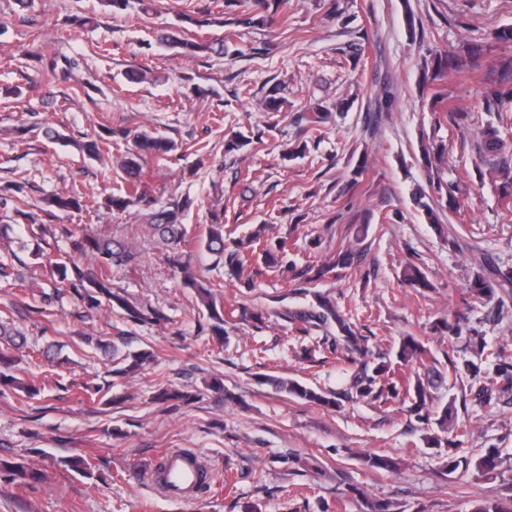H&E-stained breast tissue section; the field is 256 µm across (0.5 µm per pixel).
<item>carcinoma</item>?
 <instances>
[{"mask_svg":"<svg viewBox=\"0 0 512 512\" xmlns=\"http://www.w3.org/2000/svg\"><path fill=\"white\" fill-rule=\"evenodd\" d=\"M163 44L174 49L177 54L186 58L197 57L202 53L213 52L217 55L224 54V40L216 43H199L188 38H165ZM483 67V54L481 49L466 46L464 55L447 54L437 60L434 71L426 79V84L439 87L450 71L456 73L474 74ZM486 109L498 112L499 122H504L503 114L512 112V86L495 85L487 88L483 95ZM329 109L317 105L303 115V119L311 129L319 128L328 119ZM116 136H127L123 130H105V135L95 141H90L81 147L87 153V157L93 160L101 158L103 144L108 139ZM135 152L121 163L125 173L124 190L111 195L105 200V208L110 211L124 212L129 206L136 203L152 205V199L148 198L146 172L143 161L164 160L175 150V144L161 135L138 134L134 136ZM508 143L502 138L500 129L489 123L481 132L478 152L484 163L492 169L505 175L509 174L512 164L504 157V151ZM46 205L58 211L70 209L97 211L94 202L80 196L57 195L49 198ZM191 205L184 201L181 206L171 209L156 210L151 213L150 224L161 239L177 249L186 244L187 239L179 222L180 209ZM265 228L258 229L248 236L246 241H233L226 245L224 241L223 216L212 215L203 248L216 256L215 264L228 267L233 274H239L251 266L252 257L256 253H262L265 268L268 271L277 272L282 269L284 258L290 248L289 238L282 237L275 243V248H270L268 240L264 237ZM81 252L91 254L95 267L89 270L73 264L58 269V274L68 281L74 299L80 301L89 310H96L101 305L100 296L105 295L108 300L116 303L126 315V320L139 323L159 324L165 321V316L158 310H145L129 301L120 293L112 291V268L132 270L139 265V253L120 241L104 237L85 236L79 243ZM354 251L348 247L340 250L336 259L331 260L318 268L310 265L290 267L292 280L305 281L310 273L318 277L328 275L338 269H346L352 265ZM10 266L0 260V277L14 278V286L18 288H36L35 280H27L22 273L14 275L8 273ZM183 283L196 291L201 306L207 311L212 321L213 334L217 338L224 336V324L237 317L257 318L249 307L240 304L232 309L224 310V301L215 293V289L223 287V283L204 282L197 278L187 265L180 268ZM403 281L413 288L431 289L433 285L426 274L414 265L404 269ZM469 292L487 302L495 299L500 294H512V270H503L494 262L487 260L474 273L469 284ZM288 322L300 333L308 332V327H324L330 323L336 324L337 336L331 342V351H336L337 342L341 341L353 354L360 356V365L354 373L350 385V391L344 394L345 398H353L358 401L367 399L381 406H390L400 402V398L410 396L413 400L412 409L416 415L425 419L428 417V402L432 399V392L444 382L443 374L437 368V360L424 345L412 336L401 339L396 353L397 362L387 359L382 355L369 358V350L365 346L367 337L359 336L352 326L339 314V311L331 304L321 302L315 307L299 311L285 313ZM21 348L12 336L8 322L0 321V364L6 367L13 362V351ZM476 357L480 362L468 361L464 364V370L475 378L486 375L487 385L480 387L477 396L488 394L489 387L498 386L500 391H512V350L506 345L490 347L484 338H479L475 344ZM113 369L112 373L122 377L141 369L151 363L154 354L148 350L130 352L122 357H117V348H112ZM273 383L277 389L294 395L300 399L315 403L324 407H335L338 404L337 397L326 396L313 389L307 388L295 381L275 379ZM197 398V394L188 389L161 388L154 396L158 402L168 401L190 402ZM437 425L443 431L454 433L455 445L463 443V438L468 431L465 425L457 422L455 415L454 399H448L441 410L437 412ZM366 465L376 471H390L396 467L393 458L386 455L374 454L365 458ZM481 473H491L500 466V456L497 450H492L476 462L468 458L451 459L448 466L451 471L458 469L467 472L470 466ZM0 474L6 476V481L19 486L32 488L44 480L42 471L30 466L24 457L15 461L0 463Z\"/></svg>","mask_w":512,"mask_h":512,"instance_id":"cac0c4a2","label":"carcinoma"}]
</instances>
